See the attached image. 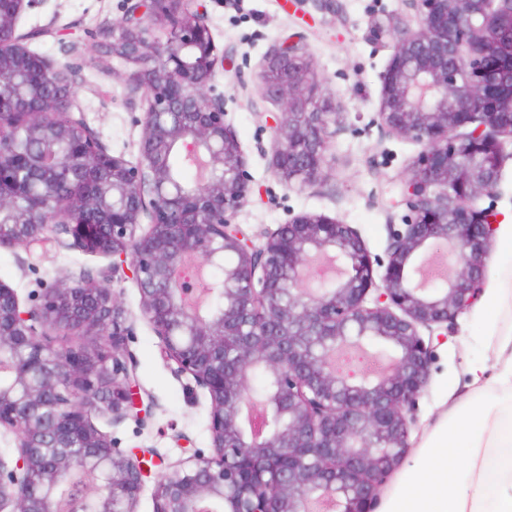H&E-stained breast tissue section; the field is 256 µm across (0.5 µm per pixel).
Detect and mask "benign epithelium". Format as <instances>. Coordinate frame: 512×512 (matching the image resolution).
<instances>
[{
    "instance_id": "1",
    "label": "benign epithelium",
    "mask_w": 512,
    "mask_h": 512,
    "mask_svg": "<svg viewBox=\"0 0 512 512\" xmlns=\"http://www.w3.org/2000/svg\"><path fill=\"white\" fill-rule=\"evenodd\" d=\"M8 2L0 248L55 242L111 257L112 274L57 278L30 306L0 283V368L11 373L0 385V428L17 444L14 463L0 457V512H60L77 450L81 469L103 479L96 512H135L153 452L128 453L93 422L143 425L153 415L128 347L133 323L112 289L127 271L174 374L191 376L211 404L212 454L195 451L161 475L154 512H310L317 500L375 512L379 488L408 455L444 330L484 292L497 227L478 201L497 188L512 145V0H402L411 19L376 23L391 29L393 48L380 76L381 131L422 145L402 184L408 214L390 228L383 259L351 225L322 214L294 215L259 244L235 223L252 179L215 92L224 53L198 0H125L112 24V58L128 68V94L144 101L134 162L87 123L78 64L30 50L37 32H18L33 0ZM260 91L283 108L275 175L287 187L321 180L343 112L317 105L299 45L284 41L264 57ZM172 154L199 162V179L180 181ZM64 178L84 186L90 219L57 198ZM436 245L448 247L438 283L421 274ZM216 268L214 283L206 272ZM49 329L97 343L55 349ZM372 341L388 347L384 372L333 368L336 348ZM258 376L264 400L251 386ZM271 410L275 429L250 427Z\"/></svg>"
}]
</instances>
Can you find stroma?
I'll list each match as a JSON object with an SVG mask.
<instances>
[{
	"label": "stroma",
	"instance_id": "stroma-1",
	"mask_svg": "<svg viewBox=\"0 0 512 512\" xmlns=\"http://www.w3.org/2000/svg\"><path fill=\"white\" fill-rule=\"evenodd\" d=\"M215 42L224 53V69L215 82L226 99L225 120L237 133L253 177L254 194L235 218L249 234L285 223L292 215L323 214L356 228L369 251L383 255L390 225L401 223V180L421 151L419 144L386 137L378 125L380 75L393 49L389 35L372 28L373 18L403 12L401 0H205ZM123 0H35L18 23L27 32L41 30L29 48L54 61H70V46L81 53L76 96L89 124L114 154L126 160L138 155L142 127L141 101L129 100L125 67L94 53L100 31L123 14ZM300 43L319 81V96L343 105L342 127L330 141L323 181L312 186L285 187L274 176V137L268 120L280 106L262 96L260 72L267 52L283 40ZM112 260L48 243L18 257L0 248V282L20 299L39 292L42 284L88 271L98 277ZM113 288L130 317L134 333L128 345L135 356L143 397L155 404L146 426L126 421L112 426L95 417V425L112 435L121 449L151 447L173 465L185 458L174 437L183 433L195 450L211 454L210 399L191 376H175L160 354L152 326L140 316L139 293L129 279ZM486 322L481 308L461 315L448 328V339L435 351L428 385L419 401L417 422L410 434V453L457 400L471 392L466 363L484 356Z\"/></svg>",
	"mask_w": 512,
	"mask_h": 512
}]
</instances>
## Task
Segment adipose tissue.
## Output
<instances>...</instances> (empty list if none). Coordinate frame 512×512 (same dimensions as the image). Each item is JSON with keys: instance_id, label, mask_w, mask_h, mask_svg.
I'll return each instance as SVG.
<instances>
[{"instance_id": "1", "label": "adipose tissue", "mask_w": 512, "mask_h": 512, "mask_svg": "<svg viewBox=\"0 0 512 512\" xmlns=\"http://www.w3.org/2000/svg\"><path fill=\"white\" fill-rule=\"evenodd\" d=\"M472 396L432 429L381 512H512V325L490 322Z\"/></svg>"}]
</instances>
